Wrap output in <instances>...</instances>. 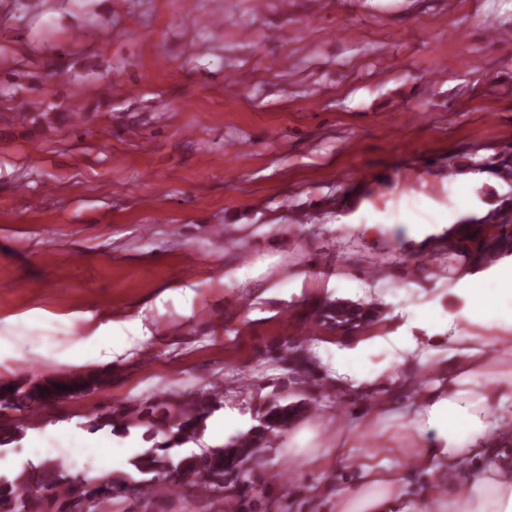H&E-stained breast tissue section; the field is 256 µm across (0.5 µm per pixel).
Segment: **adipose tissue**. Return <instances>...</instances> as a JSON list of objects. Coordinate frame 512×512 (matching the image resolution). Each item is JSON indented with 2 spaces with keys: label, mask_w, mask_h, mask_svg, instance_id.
<instances>
[{
  "label": "adipose tissue",
  "mask_w": 512,
  "mask_h": 512,
  "mask_svg": "<svg viewBox=\"0 0 512 512\" xmlns=\"http://www.w3.org/2000/svg\"><path fill=\"white\" fill-rule=\"evenodd\" d=\"M457 293L463 307L442 317L453 365L424 384L406 417L409 445L390 441L381 425L390 401L382 399L364 418L377 437L372 456L349 458L353 481L325 490L335 512H512V287L479 274L465 277ZM145 321L88 322L72 363L122 352L147 334ZM495 366L508 374L485 381ZM393 454L424 474L423 488L410 491L399 472L385 470L383 458ZM465 460L473 469L462 483L456 474Z\"/></svg>",
  "instance_id": "1"
}]
</instances>
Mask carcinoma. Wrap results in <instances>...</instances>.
Instances as JSON below:
<instances>
[{
    "instance_id": "carcinoma-1",
    "label": "carcinoma",
    "mask_w": 512,
    "mask_h": 512,
    "mask_svg": "<svg viewBox=\"0 0 512 512\" xmlns=\"http://www.w3.org/2000/svg\"><path fill=\"white\" fill-rule=\"evenodd\" d=\"M445 237L448 238V261L461 258L478 270L488 268L494 262L512 256V214L496 207L482 217L464 219L463 223L446 230ZM386 314V308L380 303L338 298L323 303L316 311V320L340 336H351L383 321ZM278 354L295 374L313 376V359L298 343L284 340L278 346ZM57 384L61 388H55ZM92 385V381L83 378L50 379L24 385L1 384L0 418L9 412L20 413V418L11 424H0V447L12 443L26 428L41 419L49 401L65 400L70 394ZM223 396L224 383L215 381L187 401L162 396L144 406L122 410L115 420L110 415L97 414L91 420L94 430L113 425L127 432L146 423L166 436L159 447L144 452L133 461L138 478H89L81 473L73 474L61 464L48 466L37 473L24 468L0 482V505L12 507V512H47L50 503L69 500L75 484L82 482L88 487L86 494L92 499L90 509L93 512L101 502L164 497L183 486L193 488L201 497L224 503L226 512H252V501L246 494L226 493L234 467L244 466L249 470L261 464L264 449L309 413L310 406L304 401L283 404L275 401L264 408L257 425L226 445L201 448L173 462L171 450L199 437L204 420L220 407L219 399ZM202 470L209 472L211 478L194 481L183 478L186 472Z\"/></svg>"
}]
</instances>
